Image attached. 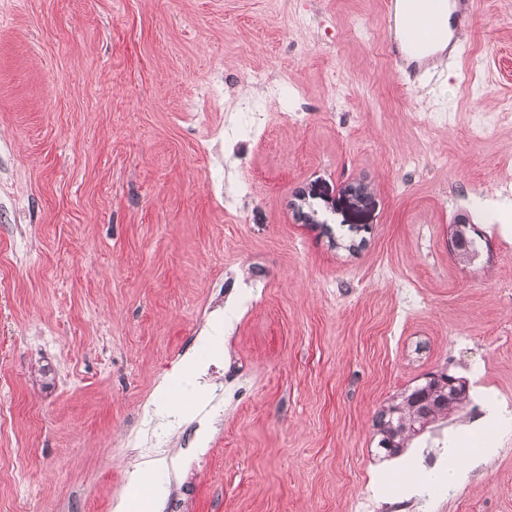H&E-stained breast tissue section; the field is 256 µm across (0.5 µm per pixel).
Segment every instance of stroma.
<instances>
[{
	"label": "stroma",
	"instance_id": "1",
	"mask_svg": "<svg viewBox=\"0 0 512 512\" xmlns=\"http://www.w3.org/2000/svg\"><path fill=\"white\" fill-rule=\"evenodd\" d=\"M453 28L430 85L385 0H0V512H116L135 471L187 512H512V0ZM440 371L470 401L395 463L375 418ZM200 367V361L195 357H188L184 363L181 374L177 380L164 390L167 400L184 404L187 403L194 391L193 378ZM464 460L457 448H448V466L441 472L440 478L448 484V488H457L464 479Z\"/></svg>",
	"mask_w": 512,
	"mask_h": 512
}]
</instances>
